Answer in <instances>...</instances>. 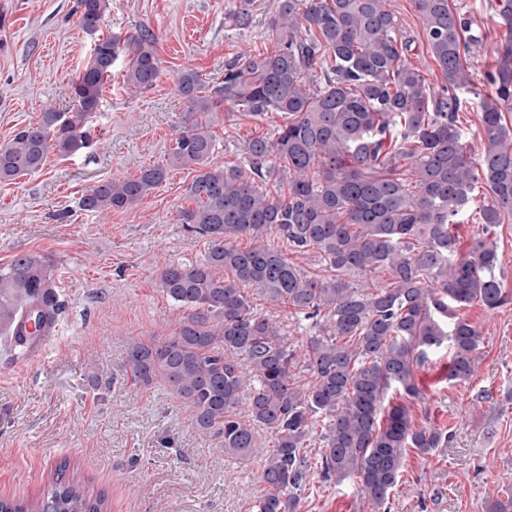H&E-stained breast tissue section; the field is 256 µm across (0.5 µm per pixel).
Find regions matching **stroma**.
<instances>
[{"label":"stroma","mask_w":512,"mask_h":512,"mask_svg":"<svg viewBox=\"0 0 512 512\" xmlns=\"http://www.w3.org/2000/svg\"><path fill=\"white\" fill-rule=\"evenodd\" d=\"M452 2L484 35L471 63L477 89L491 93L485 75L505 30L489 0ZM235 3L111 0L101 34L123 38L149 27L161 68L155 85L128 92L115 65L90 122L94 146L68 158L49 152L40 171L0 183V268L22 254L44 258L66 304L40 361L0 349V498L37 495L63 465L87 492L105 497L107 512H256L270 434L238 456L225 449L223 434L197 431L167 384L138 386L127 373L130 341L165 339L180 327L159 285L162 268L204 261L209 251L208 237L177 220L195 206L186 191L192 166L170 170L128 209L78 206L97 182L135 178L164 162L188 110L176 92L182 70L198 71L213 88L241 52L272 50L266 24L275 0H255L253 24L243 31L224 25ZM75 8L76 0H0V145L45 109L72 108L71 81L94 43ZM217 114L211 163L221 167L247 168L249 141L273 136L283 123L275 112L257 119L225 104ZM249 297L256 311L273 312L292 346L314 334L313 320L259 292ZM457 313L480 330L478 372L449 380L445 347L416 369V423L447 433L448 445L430 455L407 449L390 512H486L512 491V301L492 311L474 302ZM318 451L308 450L298 512H374L355 479L322 476Z\"/></svg>","instance_id":"stroma-1"}]
</instances>
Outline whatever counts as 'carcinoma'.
I'll return each mask as SVG.
<instances>
[{"label":"carcinoma","instance_id":"obj_1","mask_svg":"<svg viewBox=\"0 0 512 512\" xmlns=\"http://www.w3.org/2000/svg\"><path fill=\"white\" fill-rule=\"evenodd\" d=\"M426 51L444 84L431 86L412 42L386 0H278L268 20L274 50L241 54L224 70V84L207 90L197 71H182L177 90L193 121L178 133L167 163L134 179H108L90 188L79 208L90 213L136 205L171 168L197 165L188 185L196 202L179 223L210 237L205 261L172 264L160 287L180 309L177 334L134 340L130 380L168 384L192 412L201 433L217 429L224 447L240 456L257 447L258 430L274 438L263 469L256 512H296L307 479V440L317 422L322 474L359 479L375 512L400 481L406 449L429 455L448 440L433 427L417 428L414 370L429 352L451 351L449 379L469 380L480 361L479 329L456 315L474 301L495 310L509 301L496 275L491 232L512 219V0L493 10L506 28L487 74L492 98L480 101L481 150H470L459 127L463 97L477 91L470 68L482 34L450 0H414ZM110 0H77L79 23L96 34ZM254 0H238L225 14L246 30ZM150 28L122 40L100 36L71 82L75 107L47 108L34 125L0 146V183L39 171L47 154L77 155L91 147L86 130L98 111L112 66L124 56V82L139 91L160 75ZM262 117L285 119L273 139L249 144L250 175L213 167L216 108L220 103ZM287 191L273 195L257 181ZM484 202L475 212L482 234L459 254L452 225L471 211L477 185ZM318 252L325 274L309 275L278 248ZM247 235L248 249L231 241ZM229 269L232 277L216 275ZM379 270L390 279L374 286ZM276 306L316 320L303 350L312 376L295 385L296 351L271 314L255 311L245 289ZM57 285L40 256L23 254L0 268V336L17 320L36 327L63 313ZM250 366L246 387L242 364ZM403 402L385 407L390 391ZM246 404L248 419L239 416ZM105 497L86 492L63 472L33 500H0V512H105Z\"/></svg>","mask_w":512,"mask_h":512}]
</instances>
